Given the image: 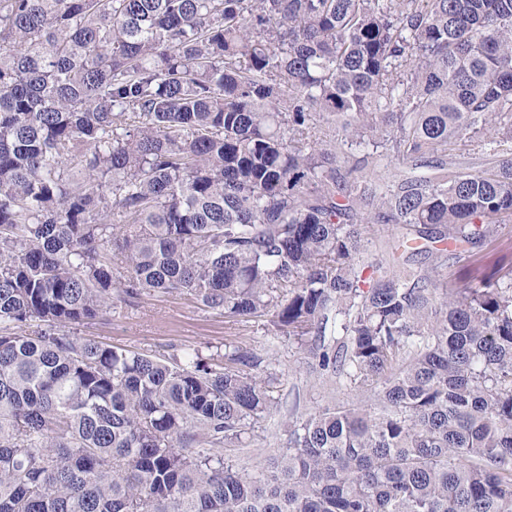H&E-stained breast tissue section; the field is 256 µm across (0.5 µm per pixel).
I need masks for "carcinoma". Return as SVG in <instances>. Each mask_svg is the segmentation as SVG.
<instances>
[{"instance_id": "cac0c4a2", "label": "carcinoma", "mask_w": 512, "mask_h": 512, "mask_svg": "<svg viewBox=\"0 0 512 512\" xmlns=\"http://www.w3.org/2000/svg\"><path fill=\"white\" fill-rule=\"evenodd\" d=\"M511 217L512 0H0V512H512V264L442 277ZM368 224L430 261L365 263ZM150 292L362 401L225 461L273 404L252 352L63 330Z\"/></svg>"}]
</instances>
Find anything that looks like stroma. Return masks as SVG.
I'll return each mask as SVG.
<instances>
[{
	"instance_id": "35a3bbf8",
	"label": "stroma",
	"mask_w": 512,
	"mask_h": 512,
	"mask_svg": "<svg viewBox=\"0 0 512 512\" xmlns=\"http://www.w3.org/2000/svg\"><path fill=\"white\" fill-rule=\"evenodd\" d=\"M512 256V223L502 225L496 240L466 254L449 266V284L461 285L468 265L489 266ZM71 334L92 338L131 352L168 358L188 349L223 364L229 345L250 349L260 360L256 373L273 377V405L230 458L247 469L273 454L286 439L282 423L290 409L306 414L349 400V383L323 382L312 372L304 354L287 337L277 335L269 317L233 321L184 294L151 293L133 302L114 300L109 313L71 327Z\"/></svg>"
}]
</instances>
